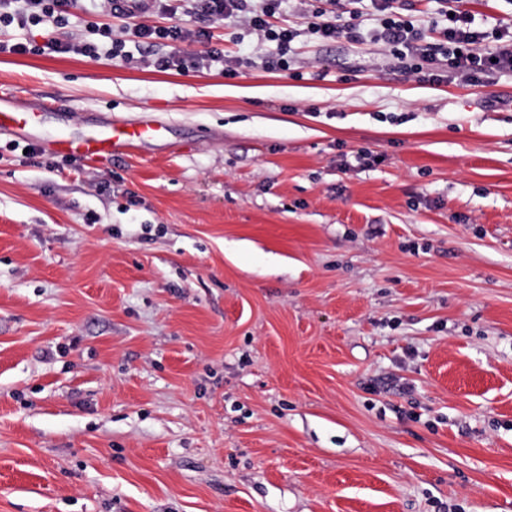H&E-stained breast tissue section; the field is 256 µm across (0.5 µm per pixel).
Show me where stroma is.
Instances as JSON below:
<instances>
[{
    "mask_svg": "<svg viewBox=\"0 0 512 512\" xmlns=\"http://www.w3.org/2000/svg\"><path fill=\"white\" fill-rule=\"evenodd\" d=\"M311 5L285 71L235 18L0 54L68 106L0 133V512H512V77L418 80ZM92 118L163 137L50 149ZM322 6L312 11L310 21L308 22V32L318 34L322 39H336L345 37L351 41H359L360 33L357 31V25L347 21L341 24V16L336 15V4L339 0H319ZM323 5L334 6V9H327ZM124 34L142 39V42L149 40H167L172 43H183L186 41H197L202 36L207 38V40L209 38V33L203 29L194 31L179 25L152 27L144 23H131ZM100 49L101 48L97 43L86 41L71 43L69 41L59 40L56 37H49L45 40L43 45H35L31 48L21 42L9 46L8 42L0 41V54L3 52L14 54L45 53L47 50L50 51V53L55 54H69L74 52L85 57L96 58L100 55ZM206 55L202 56L195 53L190 54H182V55H172L166 58H162L157 61L158 65L161 67H165L166 69L176 66L181 68H196L200 65L202 61H204L205 56L207 58L213 59H220L222 54L221 51H219L216 48H211L208 51L205 52ZM158 124H129L108 121L90 128L79 137H61L52 141L55 153L93 161L105 155L115 156L152 144L161 139Z\"/></svg>",
    "mask_w": 512,
    "mask_h": 512,
    "instance_id": "stroma-1",
    "label": "stroma"
}]
</instances>
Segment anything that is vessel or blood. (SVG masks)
Wrapping results in <instances>:
<instances>
[{"label": "vessel or blood", "mask_w": 512, "mask_h": 512, "mask_svg": "<svg viewBox=\"0 0 512 512\" xmlns=\"http://www.w3.org/2000/svg\"><path fill=\"white\" fill-rule=\"evenodd\" d=\"M41 105L25 107L11 95L0 96V130L23 134L36 130L41 121ZM163 130L160 125L129 124L108 121L90 128L78 137L53 140L55 153L92 161L105 155H117L157 142Z\"/></svg>", "instance_id": "b4317fda"}]
</instances>
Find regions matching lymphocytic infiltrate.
<instances>
[{"label": "lymphocytic infiltrate", "instance_id": "lymphocytic-infiltrate-1", "mask_svg": "<svg viewBox=\"0 0 512 512\" xmlns=\"http://www.w3.org/2000/svg\"><path fill=\"white\" fill-rule=\"evenodd\" d=\"M13 0H0V27L19 28L46 22L56 26L68 24L70 11L77 0H22L20 9H12ZM313 10L307 29L322 39L340 37L359 40L354 22L362 0H348L349 22H342L334 7L339 0H320ZM378 16L372 34L391 58L408 75L432 83L458 78L470 83H492L494 77L512 74V27L485 30L474 16L459 6L458 0H437L438 19L433 24L434 38H426L413 15L398 11L396 0H369ZM281 0H192V11L199 19L210 21L243 17L245 24L262 38L274 42L276 53L270 66L281 67L291 50L298 31L274 22Z\"/></svg>", "mask_w": 512, "mask_h": 512}]
</instances>
